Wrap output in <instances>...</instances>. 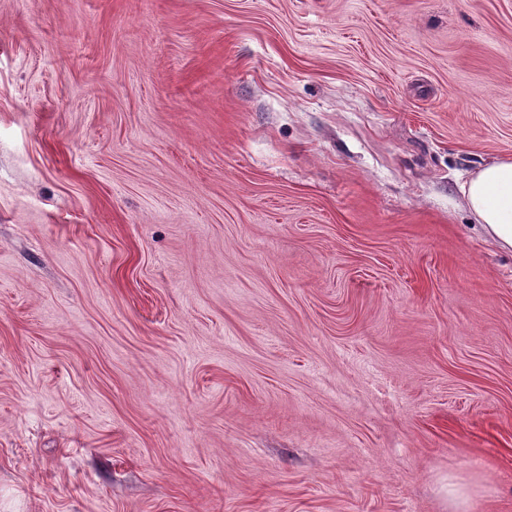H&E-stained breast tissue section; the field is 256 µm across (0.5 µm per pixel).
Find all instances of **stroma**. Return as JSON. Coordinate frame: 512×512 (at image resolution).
<instances>
[{
  "mask_svg": "<svg viewBox=\"0 0 512 512\" xmlns=\"http://www.w3.org/2000/svg\"><path fill=\"white\" fill-rule=\"evenodd\" d=\"M512 0H0V512H512ZM465 203L485 235L512 252V155L479 165L462 187Z\"/></svg>",
  "mask_w": 512,
  "mask_h": 512,
  "instance_id": "stroma-1",
  "label": "stroma"
}]
</instances>
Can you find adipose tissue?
<instances>
[{"label": "adipose tissue", "instance_id": "1", "mask_svg": "<svg viewBox=\"0 0 512 512\" xmlns=\"http://www.w3.org/2000/svg\"><path fill=\"white\" fill-rule=\"evenodd\" d=\"M465 203L485 235L512 252V155L479 165L462 187Z\"/></svg>", "mask_w": 512, "mask_h": 512}]
</instances>
